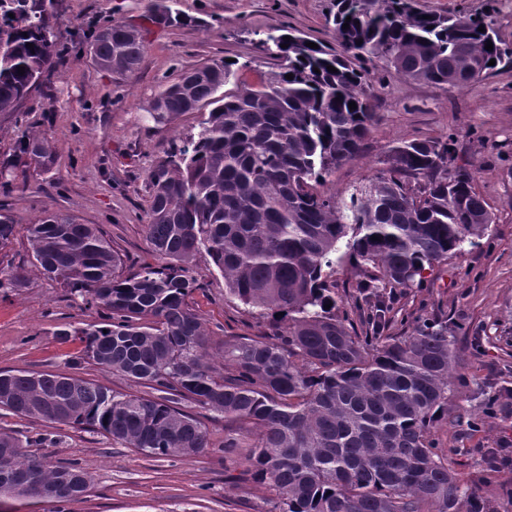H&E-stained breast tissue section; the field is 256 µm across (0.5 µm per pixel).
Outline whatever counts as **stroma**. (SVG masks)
I'll use <instances>...</instances> for the list:
<instances>
[{"mask_svg": "<svg viewBox=\"0 0 512 512\" xmlns=\"http://www.w3.org/2000/svg\"><path fill=\"white\" fill-rule=\"evenodd\" d=\"M150 0H44L57 20V37L67 44L65 64L50 87L32 92L19 116L0 114V160L9 157L19 128L47 132L56 149L51 172L18 168L12 192L0 190V208L15 223H32L50 210L102 227L132 272L155 263L145 224L151 194L148 174L172 143L197 133L200 112H187L163 125L150 116L162 84L186 71L236 63V83L256 85L275 77L281 61L262 53L258 42L273 28L290 27L311 38L333 39L327 17L336 0H174L195 18L192 26H166L145 17ZM442 14L490 13L502 40L512 46V0H419ZM135 28L144 44L138 68L119 75L100 69L86 39L105 19ZM379 115L362 154L332 175L327 191L344 196L387 169L385 158L402 140H447L456 136L455 165L473 176V187L495 215L476 247L426 271L423 282L397 294L390 335H411L417 322L450 319L465 378L448 396V417L431 439L463 482L484 469V449L512 439V64H499L458 89L408 81L383 62L368 63ZM32 248L18 234L0 262L23 267L27 282L0 292V370L27 369L73 374L123 393L152 396L148 386L82 359L83 345L59 343L56 326L97 321L94 307L57 288L31 265ZM204 287L193 309L209 336L215 359L233 336L257 338L269 323L224 296V278L208 257L196 260ZM81 357L72 366V357ZM209 432V446L195 456L156 458L92 431L23 418L0 409V432L17 436L28 454L54 464L78 463L90 478L80 498L57 504L37 498H0V512H270L274 495L247 472L243 455L224 453V418L193 402Z\"/></svg>", "mask_w": 512, "mask_h": 512, "instance_id": "stroma-1", "label": "stroma"}]
</instances>
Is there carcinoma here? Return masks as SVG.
<instances>
[{"mask_svg":"<svg viewBox=\"0 0 512 512\" xmlns=\"http://www.w3.org/2000/svg\"><path fill=\"white\" fill-rule=\"evenodd\" d=\"M352 2L336 0L328 20L334 45L320 41L313 49L306 36L270 30L260 48L284 67L269 81L221 95L236 74L235 63L226 62L185 72L157 93V123L209 108L198 133L174 144L148 174L145 231L157 264L124 274L100 227L69 215L45 211L25 226L33 264L102 317L62 325L55 335L78 337L82 359L162 396L122 393L65 373L7 370L0 371V407L89 427L165 457L208 447L204 424L181 407L189 400L236 423L224 448L248 449L251 476L278 493V512H497L475 489L461 488L429 437L448 417V392L460 378L448 324L383 335L393 290L414 287L426 268L494 223L466 168L448 172L455 138L400 142L388 176L347 198L313 184L361 153L377 121L362 62L377 58L407 80L437 84L459 73L455 86L464 88L493 70L490 60L512 62V48L488 15H440L414 0H362L358 10ZM157 7L149 13L160 24L190 23L177 9L160 14ZM55 25L41 0H0L1 113H17L65 63L68 48ZM110 29L89 43L94 63L135 70L144 51L139 34L117 21ZM54 157L47 134L22 132L0 164V186L9 187L11 170L21 165L51 171ZM17 233L0 212V251ZM201 254L224 275L225 295L261 318L282 312L288 320L272 338L225 340L222 367L189 303L201 288ZM347 256L363 271L352 300L358 332L329 280ZM25 285L23 273L0 267V289ZM89 485L78 464L49 466L0 433V497L65 502Z\"/></svg>","mask_w":512,"mask_h":512,"instance_id":"obj_1","label":"carcinoma"}]
</instances>
